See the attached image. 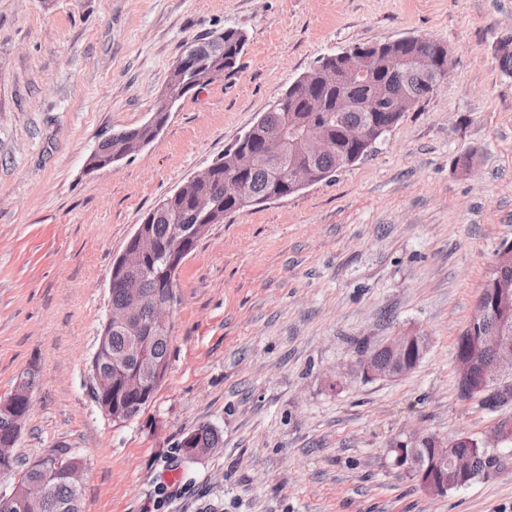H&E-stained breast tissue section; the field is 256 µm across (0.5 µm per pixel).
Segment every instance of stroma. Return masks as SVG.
<instances>
[{
  "mask_svg": "<svg viewBox=\"0 0 512 512\" xmlns=\"http://www.w3.org/2000/svg\"><path fill=\"white\" fill-rule=\"evenodd\" d=\"M227 26L247 37L236 72L88 171L101 136L150 119L190 42ZM510 34L512 0H0V397L36 374L12 456L77 459L85 512H512V456L433 496L389 451L512 416L461 397L456 360L512 241ZM414 36L447 46V80L332 180L210 227L177 275L164 380L112 421L89 368L144 216L320 57ZM409 329L427 338L415 369L361 375V346ZM203 425L222 448L185 458Z\"/></svg>",
  "mask_w": 512,
  "mask_h": 512,
  "instance_id": "stroma-1",
  "label": "stroma"
}]
</instances>
